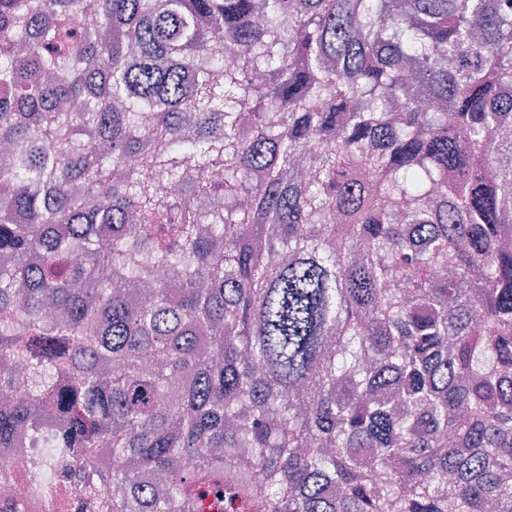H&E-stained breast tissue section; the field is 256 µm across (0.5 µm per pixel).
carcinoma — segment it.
<instances>
[{
  "mask_svg": "<svg viewBox=\"0 0 512 512\" xmlns=\"http://www.w3.org/2000/svg\"><path fill=\"white\" fill-rule=\"evenodd\" d=\"M0 142L1 488L512 512V0H0ZM11 462L16 467V478L8 493L2 494L0 488V509L8 511L6 503H1V498L8 502L28 499L29 490L38 484L46 481L50 471L43 461V452L36 453L23 448L10 455Z\"/></svg>",
  "mask_w": 512,
  "mask_h": 512,
  "instance_id": "obj_1",
  "label": "carcinoma"
}]
</instances>
